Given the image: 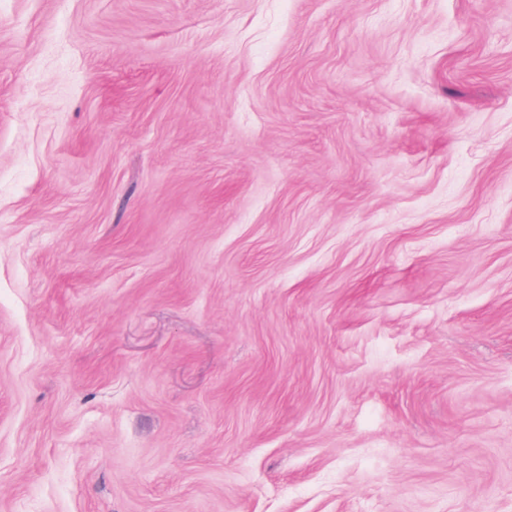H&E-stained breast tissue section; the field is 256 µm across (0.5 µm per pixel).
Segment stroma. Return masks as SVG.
Wrapping results in <instances>:
<instances>
[{
    "label": "stroma",
    "mask_w": 512,
    "mask_h": 512,
    "mask_svg": "<svg viewBox=\"0 0 512 512\" xmlns=\"http://www.w3.org/2000/svg\"><path fill=\"white\" fill-rule=\"evenodd\" d=\"M0 512H512V0H0Z\"/></svg>",
    "instance_id": "35a3bbf8"
}]
</instances>
